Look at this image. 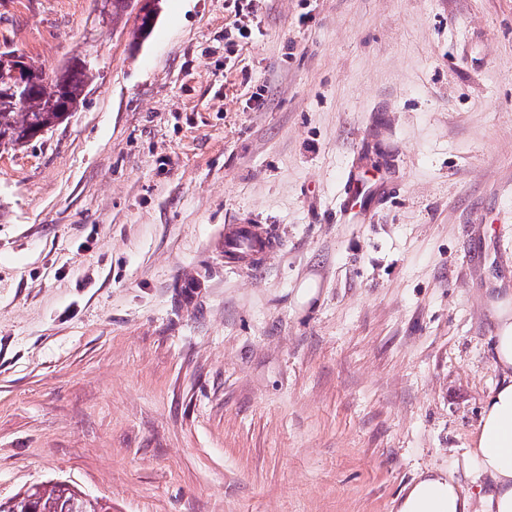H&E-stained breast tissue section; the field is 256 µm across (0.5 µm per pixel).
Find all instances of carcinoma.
Here are the masks:
<instances>
[{"label":"carcinoma","instance_id":"carcinoma-1","mask_svg":"<svg viewBox=\"0 0 512 512\" xmlns=\"http://www.w3.org/2000/svg\"><path fill=\"white\" fill-rule=\"evenodd\" d=\"M32 78L28 94L14 98L9 71L0 70V148L13 149L62 118V111L82 99L96 72L94 62L76 56L58 71V95L46 97L38 80L44 69L27 63ZM112 506L89 499L74 485L56 482L51 487L32 485L6 500L0 499V512H111Z\"/></svg>","mask_w":512,"mask_h":512}]
</instances>
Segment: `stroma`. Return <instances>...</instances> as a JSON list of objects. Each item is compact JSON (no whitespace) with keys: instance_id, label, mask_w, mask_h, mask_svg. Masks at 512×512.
Listing matches in <instances>:
<instances>
[{"instance_id":"obj_1","label":"stroma","mask_w":512,"mask_h":512,"mask_svg":"<svg viewBox=\"0 0 512 512\" xmlns=\"http://www.w3.org/2000/svg\"><path fill=\"white\" fill-rule=\"evenodd\" d=\"M159 6L140 40L102 0H0V47L97 69L0 152V499L397 512L422 469L471 485L512 289V0ZM242 219L281 242L263 268L224 257ZM112 506L89 499L74 485L56 482L32 485L6 500L0 499V512H112Z\"/></svg>"}]
</instances>
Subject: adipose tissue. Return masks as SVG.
Here are the masks:
<instances>
[{"mask_svg":"<svg viewBox=\"0 0 512 512\" xmlns=\"http://www.w3.org/2000/svg\"><path fill=\"white\" fill-rule=\"evenodd\" d=\"M492 361L500 375L486 398L464 466L475 476L464 489L452 470L432 468L410 484L398 512H512V298L495 304Z\"/></svg>","mask_w":512,"mask_h":512,"instance_id":"obj_1","label":"adipose tissue"}]
</instances>
